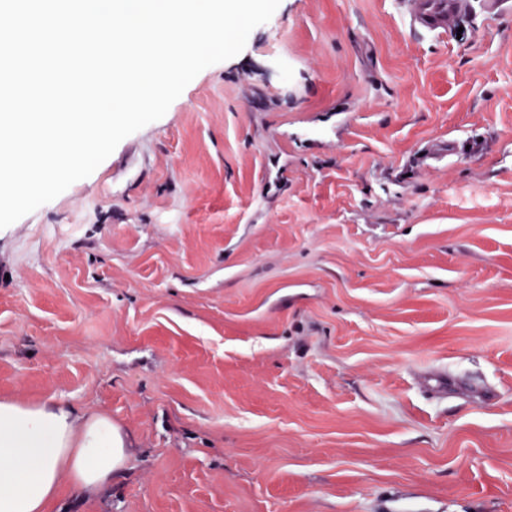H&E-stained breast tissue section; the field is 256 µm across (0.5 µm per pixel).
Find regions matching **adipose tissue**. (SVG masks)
<instances>
[{
	"label": "adipose tissue",
	"mask_w": 512,
	"mask_h": 512,
	"mask_svg": "<svg viewBox=\"0 0 512 512\" xmlns=\"http://www.w3.org/2000/svg\"><path fill=\"white\" fill-rule=\"evenodd\" d=\"M128 441L110 417L48 399L0 400V512H47L62 480L108 484Z\"/></svg>",
	"instance_id": "obj_1"
}]
</instances>
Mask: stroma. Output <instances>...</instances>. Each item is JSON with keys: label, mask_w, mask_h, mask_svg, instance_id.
I'll return each mask as SVG.
<instances>
[{"label": "stroma", "mask_w": 512, "mask_h": 512, "mask_svg": "<svg viewBox=\"0 0 512 512\" xmlns=\"http://www.w3.org/2000/svg\"><path fill=\"white\" fill-rule=\"evenodd\" d=\"M421 9L280 0L0 229V399L132 443L49 512H512V0ZM435 4H426L421 20L431 30L443 29L452 22L455 14L466 3L464 0H441Z\"/></svg>", "instance_id": "35a3bbf8"}]
</instances>
